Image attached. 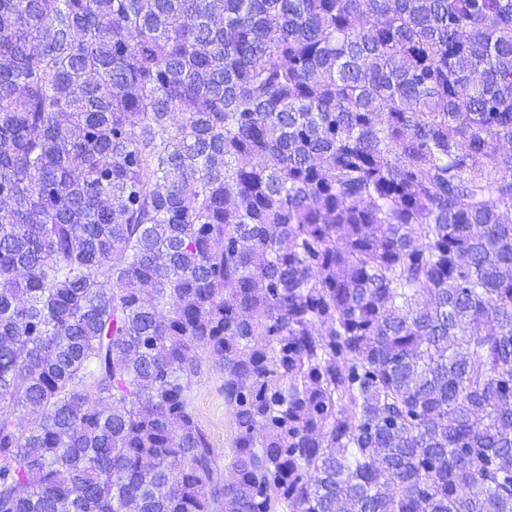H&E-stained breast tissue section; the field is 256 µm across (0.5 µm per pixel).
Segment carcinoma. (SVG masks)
<instances>
[{"label":"carcinoma","mask_w":512,"mask_h":512,"mask_svg":"<svg viewBox=\"0 0 512 512\" xmlns=\"http://www.w3.org/2000/svg\"><path fill=\"white\" fill-rule=\"evenodd\" d=\"M505 143L512 0H0V512H512ZM203 372L190 392L191 408L199 425L207 432L212 447L224 460L235 436V428L227 406L224 404V372L211 361L203 362Z\"/></svg>","instance_id":"obj_1"}]
</instances>
